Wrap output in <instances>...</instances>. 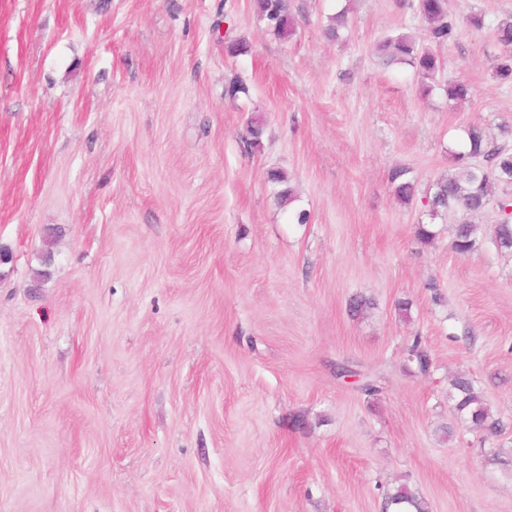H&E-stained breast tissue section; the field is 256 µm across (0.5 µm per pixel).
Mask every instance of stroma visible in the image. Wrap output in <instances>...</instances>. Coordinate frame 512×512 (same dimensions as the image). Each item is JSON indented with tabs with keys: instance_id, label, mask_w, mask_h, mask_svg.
<instances>
[{
	"instance_id": "stroma-1",
	"label": "stroma",
	"mask_w": 512,
	"mask_h": 512,
	"mask_svg": "<svg viewBox=\"0 0 512 512\" xmlns=\"http://www.w3.org/2000/svg\"><path fill=\"white\" fill-rule=\"evenodd\" d=\"M415 3L290 0L282 40L255 0H0V512H512V251L428 206L464 127L512 129V0H448L426 96L376 52ZM494 36L502 47L495 78L502 84H512V20H501L495 27ZM405 171H396L391 175L390 182L394 197L402 204H410L416 195L414 180L404 178ZM476 232L477 227L466 220L456 224L453 240L454 251L458 254L469 252L475 244ZM455 391V409L459 418L469 422L475 429L499 433L504 426L493 419L481 394L476 391L471 380L459 376L452 381Z\"/></svg>"
}]
</instances>
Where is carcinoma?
<instances>
[{
    "instance_id": "1",
    "label": "carcinoma",
    "mask_w": 512,
    "mask_h": 512,
    "mask_svg": "<svg viewBox=\"0 0 512 512\" xmlns=\"http://www.w3.org/2000/svg\"><path fill=\"white\" fill-rule=\"evenodd\" d=\"M260 15L267 20L273 34L288 38L295 32L294 19L288 0H257ZM417 12L427 24V40L437 46L452 41L456 36V24L449 18L446 0H417ZM494 36L502 47L495 78L502 84H512V20L500 21ZM377 51L386 63H406L417 71L423 79V94L432 90L428 81L434 79L441 68L435 51L420 45L408 34L385 39ZM458 171L448 173L435 185L429 205L432 213L462 212L466 215L482 211L492 201L491 186L503 188V196L497 198L504 217L494 227L497 245L512 250V214L506 209L512 207V149L507 144L493 145L484 129L471 125L465 130L464 149L454 153ZM471 159H481L485 165H473ZM390 182L394 197L402 204L410 203L416 195L415 181L405 178V172L396 171ZM477 227L464 220L455 225L453 249L458 254L469 252L474 244ZM409 361L416 364L419 371L425 372L430 366L429 355L422 347L420 338H415L409 348ZM455 391V409L459 418L472 427L492 433L503 430L501 421L492 418L481 394L476 391L471 380L459 376L452 381ZM386 505L396 507L399 512H407L411 506L416 512H424L422 505L407 490L401 488L387 497Z\"/></svg>"
}]
</instances>
